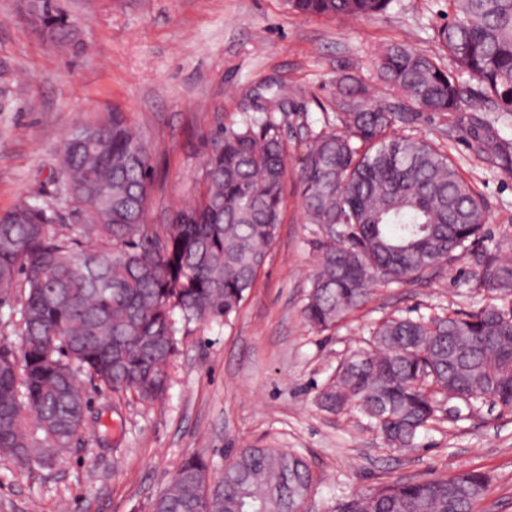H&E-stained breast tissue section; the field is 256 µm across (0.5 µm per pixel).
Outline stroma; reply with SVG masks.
<instances>
[{
    "instance_id": "stroma-1",
    "label": "stroma",
    "mask_w": 512,
    "mask_h": 512,
    "mask_svg": "<svg viewBox=\"0 0 512 512\" xmlns=\"http://www.w3.org/2000/svg\"><path fill=\"white\" fill-rule=\"evenodd\" d=\"M66 44L46 38L26 0H0V215L19 200L47 201L62 225L75 219L58 192L60 150L71 129L124 113L154 170L146 221L200 192L202 163L221 128L257 105L276 108L288 143L282 219L255 287L231 320L182 330L166 397L148 402L85 383L90 412L79 442L55 467L0 460V512H143L179 462L205 456L214 470L244 446L289 448L308 461V512L394 481L477 470L490 477L475 512H512V413L477 405L436 424L414 447H386L359 413L338 415L316 396L370 336L374 323L473 312L487 304L471 280L476 258L427 281L377 285L334 329L303 317L320 237L301 207L298 157L313 135L337 128V76L357 68L371 94L389 97L377 50L405 41L434 54L448 0H394L368 20L299 16L285 0H56ZM492 117L474 85L457 112L416 115L409 130L449 148L488 206L487 248L512 259V175L479 156L471 131Z\"/></svg>"
}]
</instances>
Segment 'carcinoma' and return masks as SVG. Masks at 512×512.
<instances>
[{
    "label": "carcinoma",
    "mask_w": 512,
    "mask_h": 512,
    "mask_svg": "<svg viewBox=\"0 0 512 512\" xmlns=\"http://www.w3.org/2000/svg\"><path fill=\"white\" fill-rule=\"evenodd\" d=\"M393 0H288L313 17L368 19ZM435 38L454 63L406 43L382 47L379 80L415 112L451 113L461 80L512 115V0H448ZM52 35L66 24L47 0ZM346 132L315 134L300 160L302 207L323 238L304 316L334 328L377 284L453 269L485 235L486 205L447 152L396 132L406 116L376 102L353 72L336 80ZM124 114L95 138L66 141L63 173L89 221L61 233L50 205L25 200L0 217V292L22 279L20 355L0 349V458L50 465L77 443L70 426L89 401L80 377L116 394L163 399L179 353L177 324L221 323L255 287L281 221L288 147L272 111L224 128L204 162L198 200L161 227L145 223L152 165ZM512 171V147L478 141ZM476 287L512 294V262L479 254ZM489 401L512 413V315L493 303L446 316L391 317L318 395L329 413L359 410L392 448H408L442 408ZM201 456L180 461L154 512H300L312 484L306 459L275 448L237 449L220 476ZM488 475L468 471L392 481L342 512H473Z\"/></svg>",
    "instance_id": "cac0c4a2"
}]
</instances>
